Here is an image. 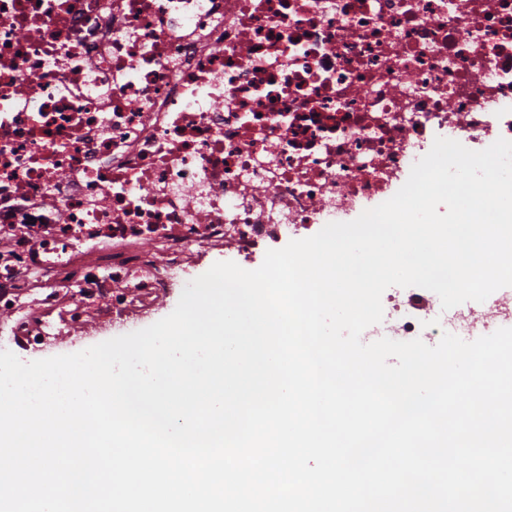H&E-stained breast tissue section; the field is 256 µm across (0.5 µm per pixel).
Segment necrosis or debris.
<instances>
[{
	"label": "necrosis or debris",
	"mask_w": 512,
	"mask_h": 512,
	"mask_svg": "<svg viewBox=\"0 0 512 512\" xmlns=\"http://www.w3.org/2000/svg\"><path fill=\"white\" fill-rule=\"evenodd\" d=\"M444 137L512 141V0H0V306L29 344L123 280L257 254L391 198ZM152 250H143V242ZM364 330L512 327V300L382 295Z\"/></svg>",
	"instance_id": "necrosis-or-debris-1"
}]
</instances>
